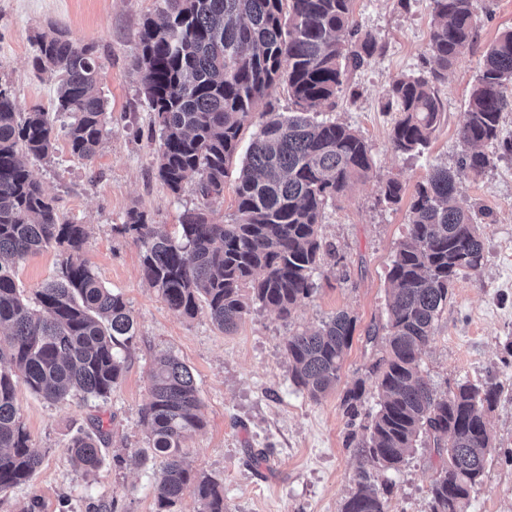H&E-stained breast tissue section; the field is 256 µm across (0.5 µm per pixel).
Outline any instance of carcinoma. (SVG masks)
Returning a JSON list of instances; mask_svg holds the SVG:
<instances>
[{
  "instance_id": "cac0c4a2",
  "label": "carcinoma",
  "mask_w": 512,
  "mask_h": 512,
  "mask_svg": "<svg viewBox=\"0 0 512 512\" xmlns=\"http://www.w3.org/2000/svg\"><path fill=\"white\" fill-rule=\"evenodd\" d=\"M159 2L157 17L143 23L135 63L159 132L157 173L174 194L195 184L204 208L184 214L177 238L137 211L122 230L139 242L142 277L170 308L193 316L203 304L226 333L237 328L251 301L288 318L316 289L313 272L326 250L319 235L326 206L374 167L355 130L314 114L335 105L348 71L373 56L375 39L355 21L354 0ZM431 4L428 67L390 85L388 106L402 113L392 145L401 154L429 146L443 112L435 85L476 35L473 0ZM33 65L55 75L56 113L67 120L57 127L42 107L20 111L14 92L0 84V492L28 482L41 464L18 415V382L57 403L74 394L106 398L122 380L137 336L123 296L105 287L82 256L84 225L64 219L25 162L50 157L60 136L73 156L93 162L106 124L99 56L94 46L55 27L38 36ZM510 85L512 28L488 48L458 132L462 166L475 174L491 163L482 146L495 143L512 154V138L501 137L500 130ZM281 86L295 106L288 115L271 102ZM261 106L237 177L236 212L229 222L215 223L205 207L223 198L245 123ZM455 191V175L436 166L411 204L408 235L389 271L385 352L373 366L380 408L361 446L372 462L397 470L420 435L428 434L440 460L431 512H467L493 445L484 407L500 393L465 382L439 394L418 363L454 279L482 266L483 235L454 202ZM402 192V184L389 178L379 200L397 204ZM53 246L67 257L58 278L31 302L15 270L29 254ZM354 331L355 319L340 311L288 340L291 378L310 398L336 385ZM150 380L144 420L151 455L165 460L155 486L157 512H171L190 486L199 512H228L220 484L184 462L186 441L203 426L192 372L167 354L156 359ZM102 442L100 433L74 434L72 460L87 473L97 471ZM342 512H388L384 490L367 471H359Z\"/></svg>"
}]
</instances>
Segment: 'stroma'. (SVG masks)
Returning <instances> with one entry per match:
<instances>
[{
  "instance_id": "obj_1",
  "label": "stroma",
  "mask_w": 512,
  "mask_h": 512,
  "mask_svg": "<svg viewBox=\"0 0 512 512\" xmlns=\"http://www.w3.org/2000/svg\"><path fill=\"white\" fill-rule=\"evenodd\" d=\"M478 19L473 43L438 86L443 104L430 146L420 155L396 153L391 142L400 114L385 103L390 83L416 75L433 25L430 0H355L354 18L375 38L378 50L349 71L347 90L326 119L356 130L371 149L368 179L324 210L321 235L342 263L323 257L313 278L316 291L290 318L252 303L236 331L224 333L206 310L192 317L172 310L141 278V249L120 228L130 211L177 234L184 213L202 208L194 184L172 195L159 179V137L134 62L143 21L159 0H0V84L11 87L21 110L53 109L55 85L37 74L35 37L52 27L94 45L101 68L98 86L109 123L93 164L57 141L53 155L28 167L67 219L88 227L83 257L106 288L121 293L137 323L126 372L107 398H69L53 403L17 388L18 414L42 463L32 479L0 493V512H156L154 486L161 458L133 459L149 446L142 411L149 401L154 358L172 353L192 371L202 400L203 427L187 441L190 467L224 489L230 512H341L356 489L364 460L357 436L379 409L371 367L385 339L369 340L387 320L388 272L408 231L409 206L430 168L454 171L462 204L483 230L478 271L458 276L435 335L420 356V369L439 391L459 382L496 384L497 403L485 413L494 447L467 512H512V156L485 145L491 158L481 175L460 169L458 131L466 103L500 31L512 27V0H474ZM403 186L399 204L379 202L382 181ZM64 256L52 247L29 256L16 270L26 295L60 272ZM345 311L356 318L352 344L334 390L314 400L288 372L285 346L293 334ZM362 388L360 414L349 421L347 391ZM103 430V464L96 475L76 468L67 445L76 429ZM267 462L255 467L252 456ZM439 467L428 437H421L399 470H371L388 490L389 512H431V484Z\"/></svg>"
}]
</instances>
